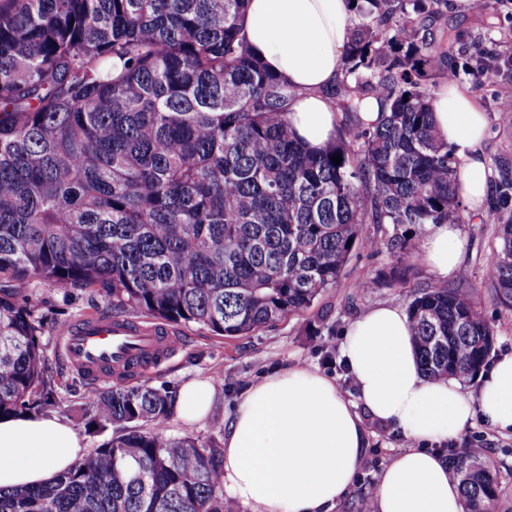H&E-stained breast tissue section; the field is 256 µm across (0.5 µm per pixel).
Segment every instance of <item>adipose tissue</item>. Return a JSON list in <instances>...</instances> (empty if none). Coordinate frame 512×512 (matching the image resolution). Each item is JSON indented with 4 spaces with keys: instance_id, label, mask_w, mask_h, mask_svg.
I'll return each mask as SVG.
<instances>
[{
    "instance_id": "obj_1",
    "label": "adipose tissue",
    "mask_w": 512,
    "mask_h": 512,
    "mask_svg": "<svg viewBox=\"0 0 512 512\" xmlns=\"http://www.w3.org/2000/svg\"><path fill=\"white\" fill-rule=\"evenodd\" d=\"M345 0H248L241 32L265 69L297 96L287 118L299 141L322 149L336 134L329 92L340 77L349 41ZM433 121L455 150L457 186L473 213L490 193L483 153L487 115L469 86L444 79L434 92ZM453 224L437 225L421 248L432 275L446 279L460 264ZM341 355L357 391L345 398L334 379L308 367L266 376L241 393L224 425V490L254 512H333L369 446L364 416L401 429L411 440L380 474L374 512H463L459 489L430 442L454 438L475 414L512 429V355L486 374L478 404L452 378H425L410 319L395 305L374 307L345 331ZM214 383L186 382L175 414L187 423L210 411ZM85 454L80 436L50 415L0 418V489L37 485Z\"/></svg>"
}]
</instances>
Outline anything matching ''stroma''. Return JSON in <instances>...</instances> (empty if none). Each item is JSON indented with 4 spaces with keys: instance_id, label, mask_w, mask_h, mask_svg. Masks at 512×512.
Instances as JSON below:
<instances>
[{
    "instance_id": "1",
    "label": "stroma",
    "mask_w": 512,
    "mask_h": 512,
    "mask_svg": "<svg viewBox=\"0 0 512 512\" xmlns=\"http://www.w3.org/2000/svg\"><path fill=\"white\" fill-rule=\"evenodd\" d=\"M448 28L457 36L448 56V75L459 82L470 83L488 116V134L484 144L486 157L512 153V114L497 110L501 99L512 97V0H472L465 11L447 14ZM490 57L492 76L476 80L468 74L465 63L478 56ZM463 242L462 261L457 273L448 277L456 283L467 277L484 316L496 330L490 359L512 354V309L496 301L486 278L487 257L495 243L496 226L486 215L465 212L459 226ZM431 226L412 231L411 250L403 261L409 267L405 278H393L395 263L388 252L358 250L347 262L334 288L329 289L312 308L276 326L249 336H214L197 326H177V346L168 356L144 372L153 384H165L179 390L187 380L197 377L221 376L222 387L216 388L209 414L195 423L171 419L169 432L174 436L191 435L207 438L214 423L223 421L233 411L240 394L250 385L280 369L306 366L332 377L339 390L354 396V382L343 362L328 365L323 361L321 337L311 332L318 315H326L336 328L333 345H341L349 325L370 308L381 304L407 306L416 289L433 285L434 279L421 259V245L431 234ZM372 279L376 285L370 292L357 289L360 281ZM25 295L41 303L42 340L47 345L48 367L65 379L76 373L59 353L58 326L77 322L98 314H108L112 306L100 295L82 289L48 288L36 282L26 283ZM370 445L362 464L334 512H359L364 492L372 489L381 472L392 458L406 446L402 432L369 423ZM483 436L489 445V455L499 467L502 479L512 478V431L492 426L482 415H475L471 424L458 435L435 444V451L444 453L451 448L468 447L475 436Z\"/></svg>"
}]
</instances>
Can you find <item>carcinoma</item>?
<instances>
[{"instance_id":"carcinoma-1","label":"carcinoma","mask_w":512,"mask_h":512,"mask_svg":"<svg viewBox=\"0 0 512 512\" xmlns=\"http://www.w3.org/2000/svg\"><path fill=\"white\" fill-rule=\"evenodd\" d=\"M349 2L341 132L312 151L286 120L296 89L242 36L245 0H0V417L54 412L69 388L16 281L243 336L310 308L356 249L398 257L411 229L463 221L429 89L453 35L419 25L446 0ZM492 171L488 280L512 309V155ZM408 314L423 372L473 380L496 333L466 282L419 289ZM175 401L122 374L87 387L79 421L112 437L44 485L0 492V512H225L222 442L168 434ZM450 466L464 512H499L487 454L464 448Z\"/></svg>"}]
</instances>
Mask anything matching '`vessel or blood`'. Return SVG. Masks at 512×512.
<instances>
[{"mask_svg": "<svg viewBox=\"0 0 512 512\" xmlns=\"http://www.w3.org/2000/svg\"><path fill=\"white\" fill-rule=\"evenodd\" d=\"M59 336L66 363L92 380L108 379L116 372L140 373L176 342L165 328H144L102 315L67 325Z\"/></svg>", "mask_w": 512, "mask_h": 512, "instance_id": "1", "label": "vessel or blood"}]
</instances>
